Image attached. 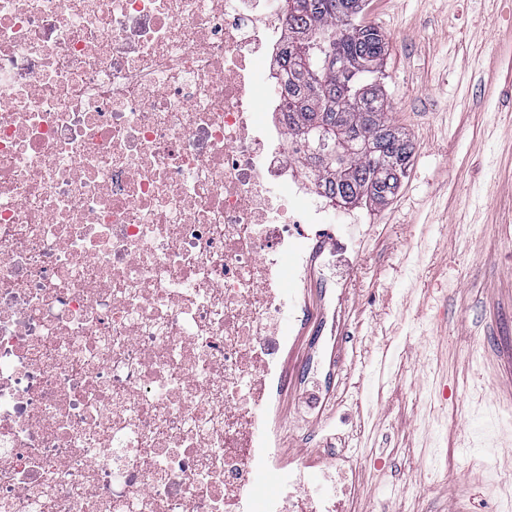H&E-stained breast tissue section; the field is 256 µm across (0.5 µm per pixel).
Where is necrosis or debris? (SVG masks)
Returning a JSON list of instances; mask_svg holds the SVG:
<instances>
[{
  "instance_id": "1",
  "label": "necrosis or debris",
  "mask_w": 512,
  "mask_h": 512,
  "mask_svg": "<svg viewBox=\"0 0 512 512\" xmlns=\"http://www.w3.org/2000/svg\"><path fill=\"white\" fill-rule=\"evenodd\" d=\"M274 0H0V512H344L260 421L321 221Z\"/></svg>"
}]
</instances>
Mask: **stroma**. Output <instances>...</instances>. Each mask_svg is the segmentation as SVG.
<instances>
[{
  "mask_svg": "<svg viewBox=\"0 0 512 512\" xmlns=\"http://www.w3.org/2000/svg\"><path fill=\"white\" fill-rule=\"evenodd\" d=\"M384 30L390 115L414 145L387 204L331 205L336 287L308 266L289 282L302 319L279 349L264 417L280 463L319 460V439L361 465L351 512H497L481 465L512 472V0H365ZM351 215L360 258L330 237ZM342 306L349 342L329 381L362 402L300 415L316 382V333Z\"/></svg>",
  "mask_w": 512,
  "mask_h": 512,
  "instance_id": "stroma-1",
  "label": "stroma"
}]
</instances>
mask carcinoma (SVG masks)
Returning <instances> with one entry per match:
<instances>
[{"label": "carcinoma", "mask_w": 512, "mask_h": 512, "mask_svg": "<svg viewBox=\"0 0 512 512\" xmlns=\"http://www.w3.org/2000/svg\"><path fill=\"white\" fill-rule=\"evenodd\" d=\"M288 40L278 64L288 73V137L306 148L316 186L331 199L385 202L413 156L389 117L378 79L387 42L356 22L364 0H281Z\"/></svg>", "instance_id": "carcinoma-1"}]
</instances>
